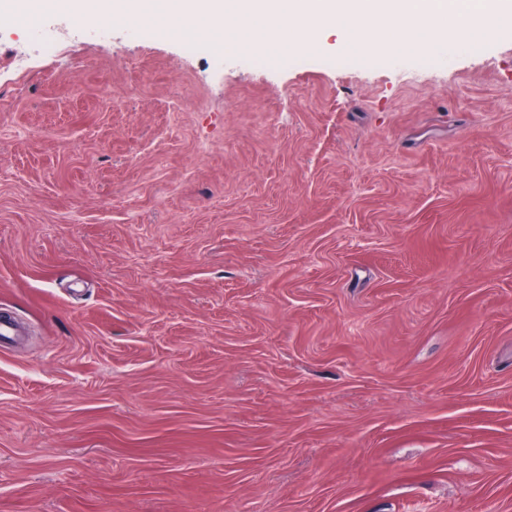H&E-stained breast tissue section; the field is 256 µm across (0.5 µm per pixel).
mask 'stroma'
<instances>
[{"instance_id": "35a3bbf8", "label": "stroma", "mask_w": 512, "mask_h": 512, "mask_svg": "<svg viewBox=\"0 0 512 512\" xmlns=\"http://www.w3.org/2000/svg\"><path fill=\"white\" fill-rule=\"evenodd\" d=\"M94 26L0 85V512H512V34Z\"/></svg>"}]
</instances>
